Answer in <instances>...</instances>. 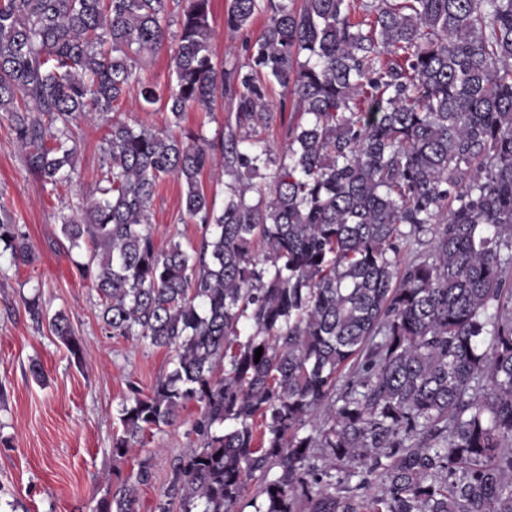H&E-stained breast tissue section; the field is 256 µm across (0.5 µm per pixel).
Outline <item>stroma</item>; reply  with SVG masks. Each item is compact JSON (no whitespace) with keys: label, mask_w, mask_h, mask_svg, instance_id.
<instances>
[{"label":"stroma","mask_w":512,"mask_h":512,"mask_svg":"<svg viewBox=\"0 0 512 512\" xmlns=\"http://www.w3.org/2000/svg\"><path fill=\"white\" fill-rule=\"evenodd\" d=\"M231 0H213L211 50L225 71L249 72V46L261 34L265 19L255 16L247 28L230 30L225 18ZM266 101L272 113L261 133L277 149L288 144V128L300 114L293 98L270 84ZM231 95L217 97L211 111L191 109L180 127L205 139L237 128ZM156 129L169 125L170 114L158 108L142 111L136 95L123 98L116 110L79 121L74 127L78 161L71 183L50 190L28 170L25 153L7 123H0V202L14 213L35 260L16 264L0 254V512H93L113 485L135 473L149 459L152 479L139 490L136 512H156L172 465L199 440L192 431L201 407L191 402L179 421L148 437L146 446L131 448L121 460L112 457V439L120 428L122 397L130 385L150 391L168 370L165 350L115 337L101 318L100 298L81 266L88 247L74 248L61 231L62 209L89 199L103 167L104 137L112 121ZM182 189L172 179L159 188L150 229L157 248L170 239L197 245L200 224L181 223ZM40 297L47 314L64 313L81 345L71 355L47 325L33 323L24 299ZM40 364L41 379L29 368Z\"/></svg>","instance_id":"stroma-1"}]
</instances>
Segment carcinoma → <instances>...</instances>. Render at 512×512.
Returning a JSON list of instances; mask_svg holds the SVG:
<instances>
[{"mask_svg":"<svg viewBox=\"0 0 512 512\" xmlns=\"http://www.w3.org/2000/svg\"><path fill=\"white\" fill-rule=\"evenodd\" d=\"M169 3L0 0V119L43 185L75 172L74 124L131 88L176 127L224 94L212 0H182L174 84L137 75ZM258 13L236 121L267 125L278 83L303 116L287 147L115 121L98 197L58 215L71 246L92 245L105 328L169 355L149 393L130 389L112 457L196 402L199 447L157 512H512V0H232L227 25ZM217 151L219 211L199 184ZM168 177L180 220L205 226L195 247L154 243ZM0 250L33 260L2 203ZM25 309L79 355L65 315ZM150 479L147 456L95 512H135Z\"/></svg>","mask_w":512,"mask_h":512,"instance_id":"carcinoma-1","label":"carcinoma"}]
</instances>
